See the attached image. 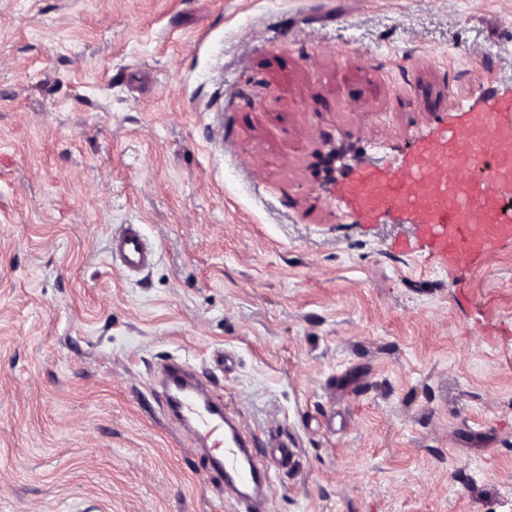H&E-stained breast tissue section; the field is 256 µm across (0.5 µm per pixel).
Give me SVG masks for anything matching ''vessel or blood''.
Segmentation results:
<instances>
[{
    "label": "vessel or blood",
    "instance_id": "b4317fda",
    "mask_svg": "<svg viewBox=\"0 0 512 512\" xmlns=\"http://www.w3.org/2000/svg\"><path fill=\"white\" fill-rule=\"evenodd\" d=\"M505 165L512 167V113L483 112L473 117L465 134L449 133L446 145L425 148L416 166L391 176L360 174L352 196L365 210L410 213L429 230L434 256L464 258L512 240V217L489 205ZM111 253L129 272L151 266L155 257L135 224L121 225L113 234ZM162 393L171 412L208 442L205 466L224 488L267 498L272 475L259 466L235 421L203 383L190 380L184 366L172 364L163 371ZM268 448L276 469L293 467V442L274 434Z\"/></svg>",
    "mask_w": 512,
    "mask_h": 512
}]
</instances>
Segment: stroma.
Wrapping results in <instances>:
<instances>
[{
    "instance_id": "obj_1",
    "label": "stroma",
    "mask_w": 512,
    "mask_h": 512,
    "mask_svg": "<svg viewBox=\"0 0 512 512\" xmlns=\"http://www.w3.org/2000/svg\"><path fill=\"white\" fill-rule=\"evenodd\" d=\"M511 99L512 0H0V512H241L172 359L295 442L269 512H512V241L349 193ZM112 261L118 262L128 272H138L152 265L155 250L146 241L139 225L122 224L112 235Z\"/></svg>"
}]
</instances>
